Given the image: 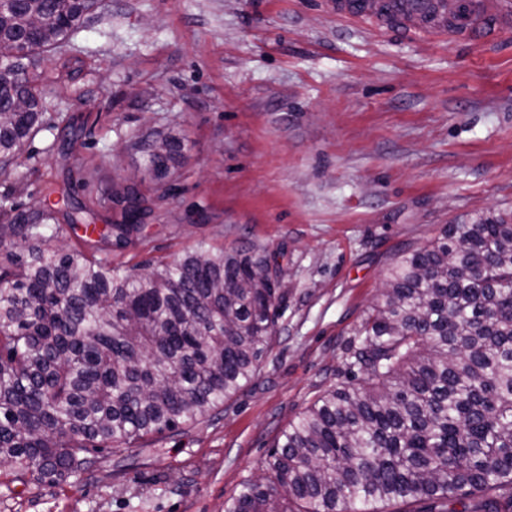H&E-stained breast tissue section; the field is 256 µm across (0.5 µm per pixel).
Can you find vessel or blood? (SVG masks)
Listing matches in <instances>:
<instances>
[{
	"label": "vessel or blood",
	"mask_w": 512,
	"mask_h": 512,
	"mask_svg": "<svg viewBox=\"0 0 512 512\" xmlns=\"http://www.w3.org/2000/svg\"><path fill=\"white\" fill-rule=\"evenodd\" d=\"M503 0H325L336 17L404 40L439 38L487 44L512 30Z\"/></svg>",
	"instance_id": "1"
}]
</instances>
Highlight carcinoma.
Wrapping results in <instances>:
<instances>
[{"instance_id": "1", "label": "carcinoma", "mask_w": 512, "mask_h": 512, "mask_svg": "<svg viewBox=\"0 0 512 512\" xmlns=\"http://www.w3.org/2000/svg\"><path fill=\"white\" fill-rule=\"evenodd\" d=\"M86 17L83 0H0V65L15 73L0 85V174L43 128L41 62ZM143 149L167 192L174 140ZM123 199L127 222L99 232L100 252L141 230L147 199L134 184ZM44 219L0 224V464L54 483L86 473L98 448H137L232 400L286 289L283 267L246 247L200 245L133 278L66 245L76 224ZM341 358L345 381L289 424L224 512H512V222L450 224L401 252Z\"/></svg>"}]
</instances>
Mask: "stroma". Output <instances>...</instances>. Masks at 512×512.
<instances>
[{"instance_id":"1","label":"stroma","mask_w":512,"mask_h":512,"mask_svg":"<svg viewBox=\"0 0 512 512\" xmlns=\"http://www.w3.org/2000/svg\"><path fill=\"white\" fill-rule=\"evenodd\" d=\"M45 67L14 218H80L68 243L96 254L85 227L123 223L138 143L171 137L174 189L151 195L113 267L248 245L278 257L286 294L256 377L221 410L59 483L2 466L0 512H224L340 383L341 346L400 251L512 221V34L401 40L322 0H102Z\"/></svg>"}]
</instances>
